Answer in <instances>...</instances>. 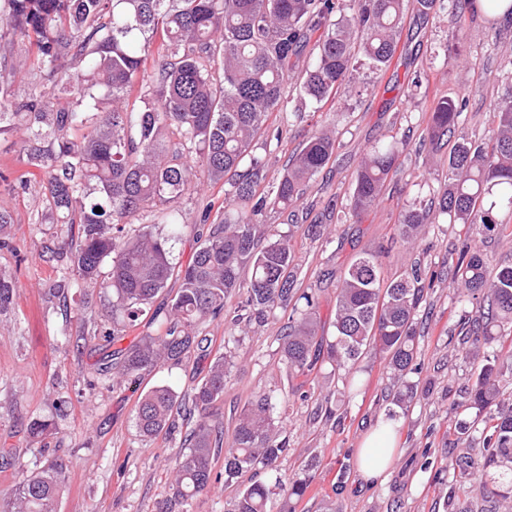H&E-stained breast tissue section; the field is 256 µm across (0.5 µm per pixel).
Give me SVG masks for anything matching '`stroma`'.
<instances>
[{"label":"stroma","instance_id":"1","mask_svg":"<svg viewBox=\"0 0 512 512\" xmlns=\"http://www.w3.org/2000/svg\"><path fill=\"white\" fill-rule=\"evenodd\" d=\"M458 51V60L448 57ZM354 93L338 90L322 108L303 113H274L270 126L279 138H268V183H275L308 132L331 126L336 151L314 177L295 213L267 211L273 234L289 237L297 286L319 297V316L326 334H333L336 285L362 251L386 247L382 271L422 262L442 272L460 227L433 215L432 227L418 247L395 245L398 217L408 205L429 199L444 180L447 159H431L414 147L426 134L433 101L466 96L463 127L473 139L486 135L493 108L503 92L501 75L512 72V29L490 30L483 14L468 16L461 29L448 24L445 12L422 16L408 0L398 50L389 68L375 72L356 56ZM406 138L410 150L398 160L382 201L361 217L344 207H329L336 195L348 196L363 154L389 136ZM224 203L223 185L206 186L175 200L186 213L171 260L186 264L203 229L196 218ZM0 208L13 222L0 247V273L12 281L7 313L0 314V448L12 449L0 459V512L26 471L52 455L69 463L59 512H224V501L237 486L307 475L303 497L293 512H512V463L487 467L480 480L485 493L474 491L477 479L465 463L471 444L460 438L459 423H470L475 411L469 392L476 366L462 355L458 321L464 310L447 282L430 295L431 313L420 341L419 371L409 374L417 395L407 412L397 411V384L381 357L366 356L347 372L317 363L303 394L291 393L279 352L284 320L281 312L236 323L230 312L245 300L237 293L228 314L199 326L206 336L208 357L186 365L165 366L139 380L113 386L99 373L111 353L105 335L112 332V296L98 282L59 287V270L74 249V228L42 223L44 203L37 184L8 189L0 182ZM310 224L327 225L323 237L308 236ZM232 357L235 366L217 408L224 420V444L232 446L233 415L258 394H267L273 416L282 428L286 450L274 469L244 472L237 486L216 482L187 504L171 502V467L181 454L184 425L152 438L139 434L133 419L140 395L163 385L185 393L205 375L211 358ZM398 423L399 447L388 474L365 482L357 451L362 438L387 417ZM49 421L52 433L33 438L32 420Z\"/></svg>","mask_w":512,"mask_h":512}]
</instances>
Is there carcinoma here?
<instances>
[{
	"label": "carcinoma",
	"mask_w": 512,
	"mask_h": 512,
	"mask_svg": "<svg viewBox=\"0 0 512 512\" xmlns=\"http://www.w3.org/2000/svg\"><path fill=\"white\" fill-rule=\"evenodd\" d=\"M474 2L450 0L448 21L460 25L465 13H475ZM403 10L404 0H353L349 15L340 0H0V43L26 45L0 60V133L15 132L26 144L22 161L42 176L48 218L80 225L61 287L102 279L112 294V318L135 326L168 281H180L153 313L157 333L112 352L106 367L112 382L181 365L204 351L197 322L223 314L245 286L244 307L288 314L280 351L288 378H302L296 389L314 369L318 339L334 370L350 369L368 353L381 355L403 381L393 404L407 406L413 386L405 378L419 370L418 315L435 274L416 263L386 279L379 254L359 255L336 288L334 335H319V298L295 288L290 239L270 234L263 215L297 205L305 184L331 160L336 134L308 133L271 191L262 189L268 160L255 149L270 115L287 107L286 77L305 48L313 61L299 82L300 100L320 107L350 83L354 52L378 71L388 65ZM484 14L494 25L501 18L512 25V2L486 0ZM29 66L32 76L19 97L14 77ZM464 108L458 97L438 99L421 147L432 154L449 148L437 209L464 230L448 251V272L458 301L476 303L477 316L462 318L460 326L467 353L481 359L471 392L483 436L469 461L477 470L512 461V407L499 401L501 384L512 381V343L504 347L512 337V263L490 268L480 246L486 239L512 242V225L498 218L502 210L512 212V84L496 105L487 141L459 130ZM407 149L394 136L369 149L347 198L352 216L382 198ZM221 182L230 186L224 212L213 223L210 212L201 214L199 223L209 224L204 238L186 265L173 264L169 243L186 214L168 204L201 183ZM159 208L167 235L149 225L125 234L137 216ZM430 212L427 203L402 211V245L425 235ZM231 367L229 357L219 356L186 397L155 386L137 403L135 424L147 437L181 414L198 416L172 467L178 500L215 481L212 462L224 422L213 408ZM284 450L271 398L255 396L237 415L233 447L224 449V485L245 470L273 466ZM67 480L65 462L46 463L16 485L8 512H57ZM307 488L301 477L278 481L279 512H290V500ZM270 503V488L255 481L226 501L224 512H271Z\"/></svg>",
	"instance_id": "obj_1"
}]
</instances>
